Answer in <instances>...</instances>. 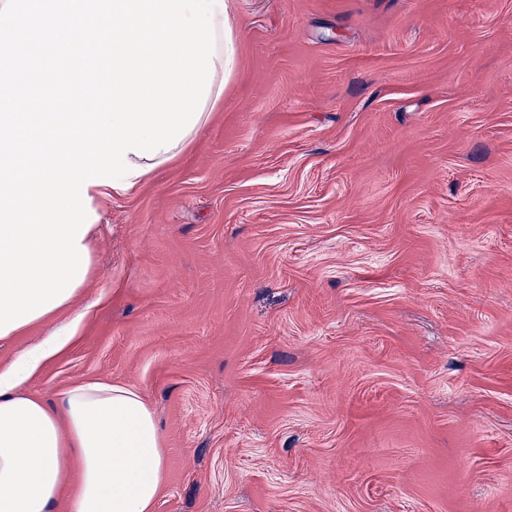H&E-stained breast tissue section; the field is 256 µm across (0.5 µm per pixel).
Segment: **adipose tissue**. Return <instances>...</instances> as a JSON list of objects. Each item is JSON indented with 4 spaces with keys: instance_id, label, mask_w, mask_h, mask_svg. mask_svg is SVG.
<instances>
[{
    "instance_id": "obj_1",
    "label": "adipose tissue",
    "mask_w": 512,
    "mask_h": 512,
    "mask_svg": "<svg viewBox=\"0 0 512 512\" xmlns=\"http://www.w3.org/2000/svg\"><path fill=\"white\" fill-rule=\"evenodd\" d=\"M215 75L205 109L177 148L175 159L206 128L224 95V77L235 61L228 16L216 14ZM85 312L0 369V512H154L166 482V450L155 413L137 388L83 383L55 404L27 385L78 336Z\"/></svg>"
}]
</instances>
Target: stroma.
Listing matches in <instances>:
<instances>
[{
    "label": "stroma",
    "instance_id": "stroma-1",
    "mask_svg": "<svg viewBox=\"0 0 512 512\" xmlns=\"http://www.w3.org/2000/svg\"><path fill=\"white\" fill-rule=\"evenodd\" d=\"M205 130L99 200L79 336L155 512H512V0H227ZM222 11H223V8H219L217 5L214 6L215 19L213 20V22H214L213 28L216 29L215 43H217V45H214V47H216V58L213 55V61L216 66L215 67V75L213 76L214 79L212 81L211 90H210L209 96L207 98L203 113H202V115H200L201 117L199 118V121H197V123L195 124L194 129L189 131V133L183 139L179 138V139H181V141L179 142V145L176 146L177 148H174L175 146L173 145L174 149H171L170 151L167 150L168 151L167 153H166V151L164 152L165 148H162L160 150V152L158 151L159 154H157L154 158L151 157V158H153L152 160H148L145 157L139 158L138 156H135L134 153H132L130 151H126L127 152L126 160H128L130 162V164H136V166L137 165L143 166V168L146 170H148V168H149V167H146L147 165H152L154 163L163 161L162 163H159L157 165L154 164L155 166L152 167L151 170L146 171L145 174H142L139 177H136L135 176L136 174L132 173V175H134V177H132L130 175L129 177H127V179L118 181V182L135 183L133 186L130 185L132 187H130L126 190H120L118 188L113 189L112 187H110V185L109 186H107V185H88L87 186V194H88L89 198H92L90 207H91V209H93L95 211L96 214H97V212L94 207V201L96 200V198L103 197V196H109V194L123 195V194L128 193L129 191L134 189L135 186H137L140 182H142L146 177L153 174L158 168L162 167L163 165H165V164L169 163L170 161H172L173 159H175L206 128V126L210 120L211 112H212L213 108L224 96V75H226L227 73H229L232 70V68L234 66V61H235L234 41H233V37H232L231 28H230L229 22H228V16L225 12H223L221 14ZM97 216H98V214H97Z\"/></svg>",
    "mask_w": 512,
    "mask_h": 512
}]
</instances>
